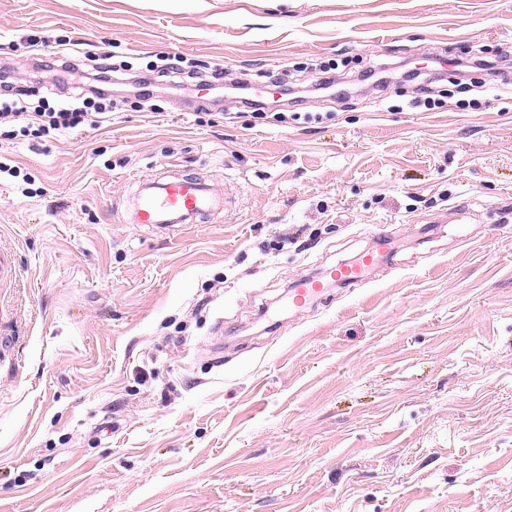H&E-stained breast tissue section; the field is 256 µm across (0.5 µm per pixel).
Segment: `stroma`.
I'll return each mask as SVG.
<instances>
[{
  "label": "stroma",
  "instance_id": "1",
  "mask_svg": "<svg viewBox=\"0 0 512 512\" xmlns=\"http://www.w3.org/2000/svg\"><path fill=\"white\" fill-rule=\"evenodd\" d=\"M61 36L130 68L108 123L0 131V512H512V63L433 64L512 47V0H0V94L71 95L47 62L92 63ZM270 74L329 120L254 119L230 86ZM167 169L233 209L122 223ZM366 251L365 283L287 306Z\"/></svg>",
  "mask_w": 512,
  "mask_h": 512
}]
</instances>
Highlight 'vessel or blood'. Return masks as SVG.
Here are the masks:
<instances>
[{
  "label": "vessel or blood",
  "mask_w": 512,
  "mask_h": 512,
  "mask_svg": "<svg viewBox=\"0 0 512 512\" xmlns=\"http://www.w3.org/2000/svg\"><path fill=\"white\" fill-rule=\"evenodd\" d=\"M135 184L126 219L128 223L146 225L159 234L187 224L203 223L208 214L224 207L223 196L208 181L194 175H144L138 177ZM374 262L373 254L368 253L355 264H338L324 269L320 276L302 280L289 295L290 306L303 310L317 300L331 282H363L365 271Z\"/></svg>",
  "instance_id": "obj_1"
}]
</instances>
